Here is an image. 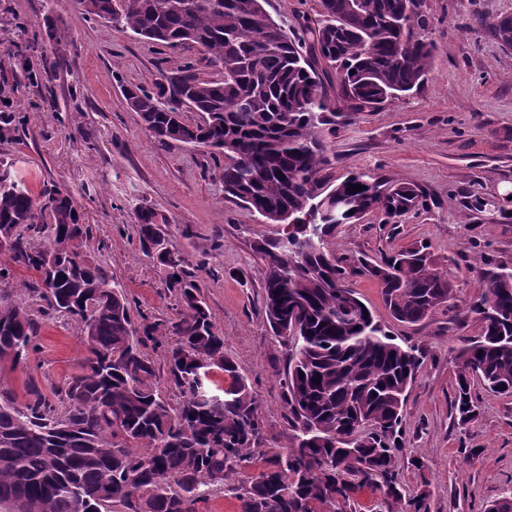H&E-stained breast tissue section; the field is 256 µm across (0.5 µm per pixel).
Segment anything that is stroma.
Here are the masks:
<instances>
[{
    "label": "stroma",
    "mask_w": 512,
    "mask_h": 512,
    "mask_svg": "<svg viewBox=\"0 0 512 512\" xmlns=\"http://www.w3.org/2000/svg\"><path fill=\"white\" fill-rule=\"evenodd\" d=\"M435 58L427 80L326 140L338 183L353 174L422 188L428 206L409 214L398 231L372 213L340 227L336 252L371 260L419 242L453 286V309L424 321L392 318L377 280H351L359 297L397 342L425 352L404 407L399 480L407 494L426 493L429 512H484L512 490V397L474 385L480 414L459 426L453 409L462 340L482 333L470 312L484 290L481 262H512V48L490 25L512 16V0H422ZM53 18L69 68L45 73L52 50L44 18ZM197 45L171 48L108 27L82 13L75 0H0V82L14 86L1 111L23 117L0 155L13 162L32 194L45 182L70 192L93 236L87 258L123 288L134 319L166 320L178 305L165 272L144 255L136 214L150 208L169 242L188 261L224 337V348L252 387L263 417V448L284 451L280 383L287 348L273 335L263 306L266 265L255 246L279 237L282 225L224 193L223 162L185 144H159L128 106L124 88L153 89L161 72L195 61ZM482 209H474L473 198ZM38 348L26 366L0 370V387L18 402L52 396L85 354L64 317L43 318ZM424 463L415 469L413 459Z\"/></svg>",
    "instance_id": "1"
}]
</instances>
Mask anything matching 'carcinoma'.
Segmentation results:
<instances>
[{"mask_svg":"<svg viewBox=\"0 0 512 512\" xmlns=\"http://www.w3.org/2000/svg\"><path fill=\"white\" fill-rule=\"evenodd\" d=\"M75 2L118 31L200 47L205 68L189 63L174 83L164 74L156 92L124 91L155 138L211 154L221 148L224 191L262 219L288 214L294 233L312 206L322 208L316 247L279 238L258 247L266 319L288 346L291 446L265 457L251 386L154 211L137 213L139 243L165 269L180 309L163 328L136 327L112 276L84 256L92 228L80 223L71 196L52 182L33 196L0 157L8 172L0 177V364L26 363L51 314L71 321L86 349L52 400L39 394L20 404L0 389V512H198L213 488L252 467L232 488L241 512H346L355 486L376 482L378 512H429L427 495L402 493L395 464L422 351L396 342L349 278L376 279L392 317L406 324L450 302L452 286L423 243L356 266L336 253L340 226L378 211L394 231L425 196L364 174L337 184L322 175L330 165L324 127L412 91L430 72L434 44L421 0H320L319 17H302L291 35L265 0ZM186 112L199 120L185 121ZM354 184L362 190L350 192ZM17 272L32 274L25 298L7 288ZM479 275L485 291L470 311L483 333L460 347V425L479 414L469 377L512 396V264L485 263ZM293 320L297 336L288 335ZM162 334L173 337L165 365L181 393L175 403L162 395L145 351ZM345 434L357 454L344 448Z\"/></svg>","mask_w":512,"mask_h":512,"instance_id":"cac0c4a2","label":"carcinoma"}]
</instances>
